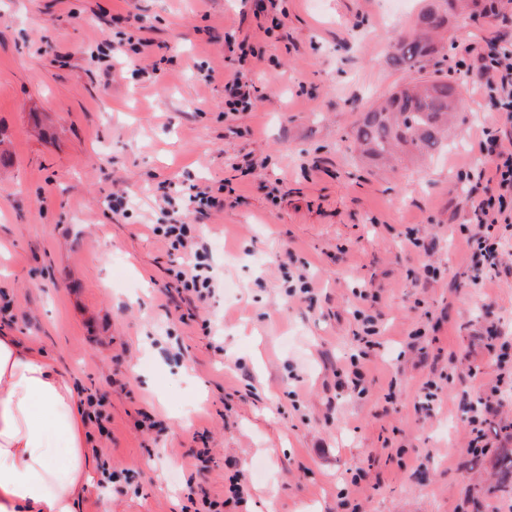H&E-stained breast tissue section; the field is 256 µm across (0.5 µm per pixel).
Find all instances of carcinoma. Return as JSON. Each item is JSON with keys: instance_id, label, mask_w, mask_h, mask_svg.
Returning <instances> with one entry per match:
<instances>
[{"instance_id": "obj_1", "label": "carcinoma", "mask_w": 512, "mask_h": 512, "mask_svg": "<svg viewBox=\"0 0 512 512\" xmlns=\"http://www.w3.org/2000/svg\"><path fill=\"white\" fill-rule=\"evenodd\" d=\"M486 9L484 0H431L418 14L412 31L389 57L390 64L408 72H422L448 47L440 34L453 17L476 20ZM456 83L442 77L418 78L395 88L363 114L357 128L360 154L372 161L420 158L443 146L448 128L461 110ZM498 487L512 492V448L494 452Z\"/></svg>"}]
</instances>
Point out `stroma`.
Returning a JSON list of instances; mask_svg holds the SVG:
<instances>
[{
    "label": "stroma",
    "instance_id": "stroma-1",
    "mask_svg": "<svg viewBox=\"0 0 512 512\" xmlns=\"http://www.w3.org/2000/svg\"><path fill=\"white\" fill-rule=\"evenodd\" d=\"M425 4L280 0L269 36L254 0H0V293L16 314L0 332L54 357L110 418L112 476L78 512H196L201 489L224 512L502 507L459 400L499 373L486 327L512 333V256L480 288L465 243L492 119L467 67L484 38L512 39V0L451 21L454 49L428 69L462 94L446 150L392 170L353 149L362 113L410 78L388 56ZM130 16L155 83L140 76L149 59L97 56ZM229 34L257 58L231 59ZM238 71L257 102L228 113ZM207 184L222 204L193 226L215 286L200 303L150 226L158 187L179 199ZM298 273L309 298L288 293ZM360 309L379 327L369 347ZM429 379L442 386L430 414Z\"/></svg>",
    "mask_w": 512,
    "mask_h": 512
}]
</instances>
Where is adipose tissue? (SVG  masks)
Returning a JSON list of instances; mask_svg holds the SVG:
<instances>
[{
	"label": "adipose tissue",
	"instance_id": "obj_1",
	"mask_svg": "<svg viewBox=\"0 0 512 512\" xmlns=\"http://www.w3.org/2000/svg\"><path fill=\"white\" fill-rule=\"evenodd\" d=\"M87 448L70 377L0 336V512H76L93 470Z\"/></svg>",
	"mask_w": 512,
	"mask_h": 512
}]
</instances>
